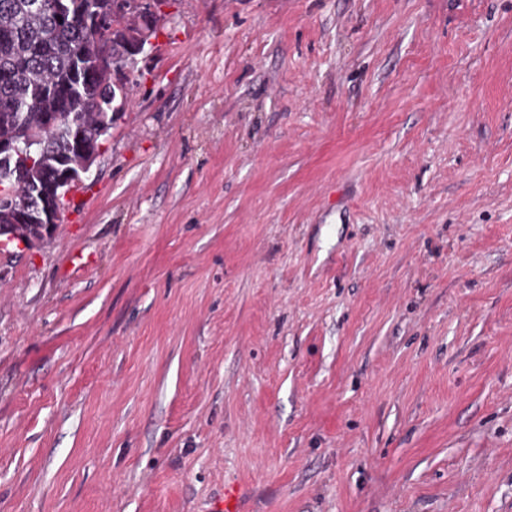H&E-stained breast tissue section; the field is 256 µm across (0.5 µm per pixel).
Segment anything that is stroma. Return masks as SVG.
<instances>
[{
	"mask_svg": "<svg viewBox=\"0 0 512 512\" xmlns=\"http://www.w3.org/2000/svg\"><path fill=\"white\" fill-rule=\"evenodd\" d=\"M131 94L0 245V512H512V0H173Z\"/></svg>",
	"mask_w": 512,
	"mask_h": 512,
	"instance_id": "obj_1",
	"label": "stroma"
}]
</instances>
